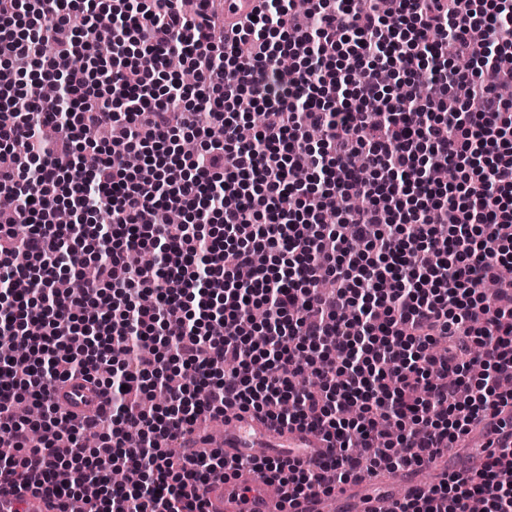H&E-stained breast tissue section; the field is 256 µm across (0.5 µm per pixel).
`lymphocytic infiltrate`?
I'll return each mask as SVG.
<instances>
[{"label":"lymphocytic infiltrate","instance_id":"1","mask_svg":"<svg viewBox=\"0 0 512 512\" xmlns=\"http://www.w3.org/2000/svg\"><path fill=\"white\" fill-rule=\"evenodd\" d=\"M61 23L73 37L45 57ZM97 24L109 43L90 41ZM217 26L179 0H0V64L15 75L87 52L101 66L68 75L51 111L0 86V201L17 207L0 224V491L33 485L82 512H205L200 488L242 461L170 447L234 407L329 442L317 472L252 462L291 498L329 494L431 465L512 407V102L498 94L512 83L499 64L512 0H308L302 15L262 0L220 41ZM174 53L192 85L169 72ZM406 85L432 94L396 95ZM244 95L281 114L247 140ZM96 127L112 137L87 145ZM186 130L206 138L189 157ZM436 168L455 183L431 180ZM358 196L366 206L337 211ZM62 205L77 224H54ZM94 208L111 223H86ZM174 209L191 223H169ZM147 247L155 266L127 265ZM87 262L95 280L56 291ZM309 372L317 384L296 386ZM82 375L104 405L77 424L52 392ZM157 390L166 406L140 410ZM22 399L38 417H18ZM117 467L142 481L84 493ZM476 499L512 512V438L390 512H471Z\"/></svg>","mask_w":512,"mask_h":512}]
</instances>
